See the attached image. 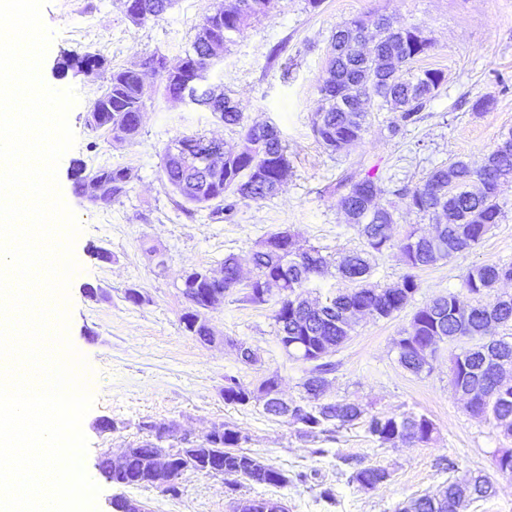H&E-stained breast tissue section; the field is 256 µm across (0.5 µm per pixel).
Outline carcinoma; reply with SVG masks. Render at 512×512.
<instances>
[{
	"label": "carcinoma",
	"instance_id": "1",
	"mask_svg": "<svg viewBox=\"0 0 512 512\" xmlns=\"http://www.w3.org/2000/svg\"><path fill=\"white\" fill-rule=\"evenodd\" d=\"M129 7L125 15L138 26L156 20L172 9L176 0H125ZM276 0H224L214 14L207 16L197 28L190 50L181 65L170 70L163 56L154 53L138 64L112 72L107 89L90 106L89 124L94 130L105 128L112 140L132 143L139 134L144 108L142 71L149 69L158 75L164 96L175 99L181 85L192 81L197 71L214 67L232 37L243 33L248 21L269 14ZM364 24L358 19L342 22L333 35L327 58V77L318 86L325 106L315 113L313 132L323 147L340 154L357 143L369 125L373 112L384 108L397 113L389 124L392 135L414 126L424 119L423 112L442 85V74L434 69L420 70L415 64L429 54L433 43L416 26L395 28L381 22L371 36L373 49L365 51ZM66 67L82 70L84 66L102 67L103 56L91 53L69 54ZM196 105L212 112L224 124L241 128L242 143L236 151L224 150L221 142L194 134L178 139L168 146L162 158V177L173 193L184 203L211 210V214L231 212L239 201H259L279 192L290 170L288 149L278 130L267 124H244L240 103L224 94L207 89L196 96ZM211 158V164L201 167L195 158ZM134 170L123 165H104L89 170L79 165L75 169L74 187L93 202L112 206L127 194L135 179ZM512 180V133L485 157L483 163L472 166L457 159L433 169L423 183L412 188L404 186L385 191L373 178L346 176L340 180L344 192L337 205L349 223L364 238L366 250L343 257L336 264L337 273L357 287L336 295L321 307H313L299 292L311 277L329 266L328 256L311 247L300 251L295 235H288L286 260L275 251L280 232L270 234L268 246L259 247L251 255L255 275L246 285L245 300L253 304L268 301L265 293L277 288L283 291L273 318L278 326V340L288 344V355L314 363L302 383L306 396L292 401L288 408H273L267 402V413L300 426L306 437L334 433L355 424L383 444L427 443L436 427L421 415L367 414L350 402H329L324 399L327 374L335 365L322 361V356L343 344L352 329L351 315L367 313L374 318H389L409 303L419 288L412 274L387 287L369 282V256L382 254L394 247L400 251L406 266L419 269L448 260L479 244L493 225L501 220L497 193L501 183ZM398 195L409 208L418 213L448 218L437 225L432 236L408 231L395 242V224L386 194ZM190 283L184 297L190 304L181 322L184 331L206 344L214 340L207 310L224 301V295L241 284L238 258H224L222 277L211 278L207 269L195 268L188 275ZM512 281V263L475 265L466 273L463 288L478 298L468 306L459 295L448 293L436 297L416 310L410 331L398 342L400 364L414 374L431 368L437 351V341L452 340L460 334L479 343L464 348L452 357L451 381L455 392L467 398L468 411L488 419L512 434V384L503 379L504 367L512 366V336L499 335V329L512 326V296H490L501 282ZM249 388L236 377L224 378V402L245 405ZM223 441L217 445L202 442L191 449L194 469L213 475H236L255 485L284 487L288 474L271 464H265L241 449L246 442L242 432L223 424ZM147 435L130 447L122 461L105 453L98 468L100 474L116 487H151L158 478L169 482V497L182 495L183 459L165 446L167 432L157 429L149 420L140 423ZM390 472L380 466H362L350 475V482L375 490L390 480ZM471 498L464 500L460 483L450 482L437 496L420 495L409 501L404 512H468L472 504L489 496L491 485L481 476L466 481Z\"/></svg>",
	"mask_w": 512,
	"mask_h": 512
}]
</instances>
